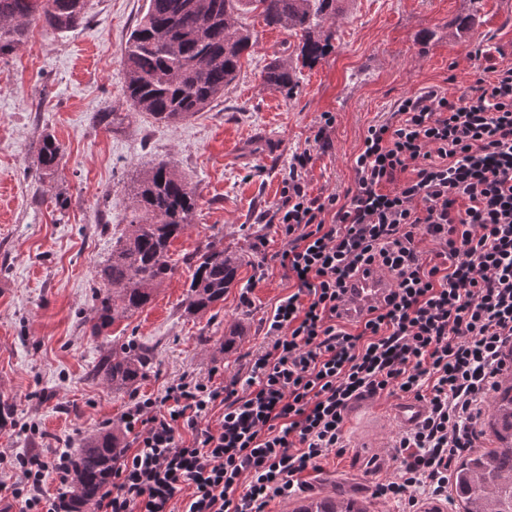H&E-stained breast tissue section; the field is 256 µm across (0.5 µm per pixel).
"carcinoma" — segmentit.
Listing matches in <instances>:
<instances>
[{
    "instance_id": "1",
    "label": "carcinoma",
    "mask_w": 512,
    "mask_h": 512,
    "mask_svg": "<svg viewBox=\"0 0 512 512\" xmlns=\"http://www.w3.org/2000/svg\"><path fill=\"white\" fill-rule=\"evenodd\" d=\"M340 0H148V8L130 33L123 53L125 93L131 105L155 121L176 124L203 111L224 95L236 77L242 57L253 47L251 34L238 23L241 10H258L269 26L300 36L296 59L311 65L333 48L328 21L339 13ZM89 0H0V58L25 42L28 26L43 21L55 31L77 27L87 17ZM263 86L293 93L296 67L280 59L262 76ZM40 168L53 172L62 150L43 138ZM198 206L194 189L176 168L161 161L139 172L130 197L132 218L117 238L94 282L91 335L99 336L115 321L130 318L150 303L154 292L174 271L170 246L186 234ZM194 271L185 312L204 315L234 286L241 256L216 242L192 256ZM150 349L122 346L110 351L97 373L114 391L132 388L150 369ZM491 431L499 446L473 451L451 475L452 491L465 512H512V385L495 402ZM120 440L112 431L84 438L73 459L74 493L65 512H82L112 478ZM298 512H367L353 496L321 497Z\"/></svg>"
}]
</instances>
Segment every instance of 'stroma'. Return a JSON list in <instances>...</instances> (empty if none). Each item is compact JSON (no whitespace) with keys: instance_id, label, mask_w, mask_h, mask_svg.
Listing matches in <instances>:
<instances>
[{"instance_id":"stroma-1","label":"stroma","mask_w":512,"mask_h":512,"mask_svg":"<svg viewBox=\"0 0 512 512\" xmlns=\"http://www.w3.org/2000/svg\"><path fill=\"white\" fill-rule=\"evenodd\" d=\"M506 0H343L332 29L334 49L297 71L292 96L264 89L262 74L291 54L298 39L238 14L254 47L223 97L187 121L168 125L132 108L124 95L123 50L147 0H90L88 18L60 33L34 21L21 48L0 59V403L13 418L0 427V448L44 453L76 448L83 435L118 425L130 395L108 387L95 370L108 350L126 343L151 349L153 365L139 394L159 395L173 379L232 377L265 340V320L293 290L273 254L276 225L259 221L277 200L293 154L310 151V195L355 187L354 159L369 125L389 117L401 99L424 87L465 93L473 82L470 51L512 63V7ZM475 15L474 29L453 35L450 23ZM103 112L125 115L115 131ZM336 123L328 145L315 143L322 113ZM63 150L44 174L37 151L45 135ZM167 161L195 189L198 208L187 234L171 247L172 278L152 301L102 335H91L93 283L99 262L131 219L136 171ZM238 253V281L201 317L182 306L192 270L188 259L211 240ZM267 274L256 280L257 266ZM250 304H242V295ZM240 347L224 352L225 335ZM401 398L356 403L343 428L346 451L303 473L290 497L268 512H293L301 501L343 490L368 512H402L375 496L392 478L393 445L402 426Z\"/></svg>"}]
</instances>
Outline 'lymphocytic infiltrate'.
I'll use <instances>...</instances> for the list:
<instances>
[{
    "label": "lymphocytic infiltrate",
    "instance_id": "f902f5d3",
    "mask_svg": "<svg viewBox=\"0 0 512 512\" xmlns=\"http://www.w3.org/2000/svg\"><path fill=\"white\" fill-rule=\"evenodd\" d=\"M483 56H472L469 93L427 87L368 126L345 195H310L312 156L294 154L259 217L278 226L275 257L294 281L265 321L266 345L228 384L184 376L133 395L121 422L136 449L116 461L99 512H172L179 495L183 512H266L319 460L345 453L346 413L383 394L413 398L424 415L400 436L397 475L376 495L447 493L488 396L512 372V64ZM372 271L388 275L386 293L346 322L348 288ZM12 467L19 512H59L72 491L68 451L18 454Z\"/></svg>",
    "mask_w": 512,
    "mask_h": 512
}]
</instances>
